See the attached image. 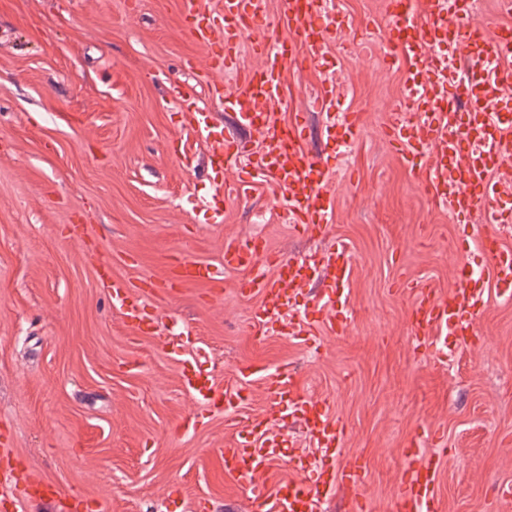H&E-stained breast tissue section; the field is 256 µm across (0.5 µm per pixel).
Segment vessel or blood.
<instances>
[{"instance_id":"b4317fda","label":"vessel or blood","mask_w":512,"mask_h":512,"mask_svg":"<svg viewBox=\"0 0 512 512\" xmlns=\"http://www.w3.org/2000/svg\"><path fill=\"white\" fill-rule=\"evenodd\" d=\"M321 4L322 0H283L285 13L295 24L289 43L265 33L266 0H224L223 13L204 19L192 34L210 45L216 67L232 68L235 52L247 36L255 53L272 57V65L241 75L238 91L225 97L224 104L244 123L263 130L264 145L251 154L248 166L272 175L283 195L288 222L296 227L312 224L323 232L331 220L334 172L304 149L302 113H294L289 123L281 124L266 108L282 94L284 67L302 59L319 60L325 42L344 27L343 19L325 18ZM474 6V0H389L387 10L385 55L406 64L405 94L412 106L393 114L384 135L399 147L404 159L418 164L442 209L452 215L480 216L486 230L478 242L491 250L490 263L480 270L458 262L455 284L447 295L430 289L415 305L417 335L442 354L448 347L467 345L469 337L478 334L490 288L512 298V251L495 247L489 232L492 226L512 223V208L501 205L500 186L492 179L493 172L512 166V115L500 108L512 90V69L505 66L512 58V26H500L495 41H487L471 20ZM311 99L316 111L329 118L338 143L359 134L360 116L339 112L334 86L322 84ZM324 264L333 272L332 284L300 316L293 300L315 275L316 260L270 258L263 241L255 240L227 248L223 267L190 262L181 273L187 280L213 284L222 269L243 271L242 292L260 298L253 311L258 332L284 326L292 336L322 331L340 336L349 326L346 308L354 258L348 245L337 242ZM182 379L189 393L208 399L209 378L186 367ZM265 393L273 407L292 400L304 415L313 444L333 455L341 454L344 425L330 414L325 402L300 397L298 383L288 369L267 376ZM441 442L434 433L416 437L392 512H443L438 495L439 459L448 450ZM278 459L275 442L253 432L242 434L224 451V475L246 486L255 472L270 470ZM363 480L361 470L347 466L322 469L310 481L281 480L270 492L271 509L321 512L330 490L342 485L358 491Z\"/></svg>"}]
</instances>
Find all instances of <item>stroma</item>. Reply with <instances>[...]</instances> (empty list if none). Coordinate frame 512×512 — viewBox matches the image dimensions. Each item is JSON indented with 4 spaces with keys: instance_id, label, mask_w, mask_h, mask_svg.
Wrapping results in <instances>:
<instances>
[{
    "instance_id": "stroma-1",
    "label": "stroma",
    "mask_w": 512,
    "mask_h": 512,
    "mask_svg": "<svg viewBox=\"0 0 512 512\" xmlns=\"http://www.w3.org/2000/svg\"><path fill=\"white\" fill-rule=\"evenodd\" d=\"M351 22L327 59L285 66L276 119L306 115L304 147L337 171L328 233L295 230L269 173L238 186L218 168L220 141L258 150L254 128L225 111L237 71L263 65L250 42L237 71L212 67L189 32L184 0H0V475L19 512H264L222 474L221 454L247 421L287 449L305 448L288 405L267 413V372L286 367L303 396L345 425L340 465L365 474L322 512H390L416 435L439 429L445 512H512V301L490 290L481 334L448 357L418 347L411 311L422 290L447 295L472 243L475 215L438 208L383 128L409 109L406 68L384 57L386 0H325ZM336 64V97L364 118L337 150L311 95ZM209 116L215 138L190 123ZM239 200L224 205L225 190ZM261 235L270 252L354 255L351 326L311 339L257 333L258 300L224 250ZM182 261L222 267L221 282L181 283ZM141 312L135 329L103 277ZM197 360L213 396L250 391L237 423L181 384Z\"/></svg>"
}]
</instances>
